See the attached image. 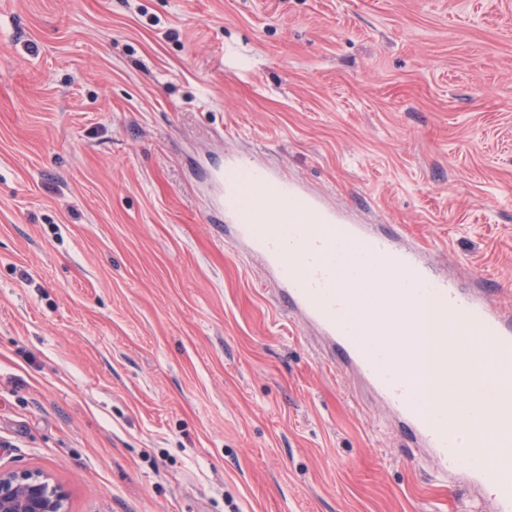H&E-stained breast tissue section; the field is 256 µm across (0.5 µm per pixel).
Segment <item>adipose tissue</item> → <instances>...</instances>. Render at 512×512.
I'll return each instance as SVG.
<instances>
[{"label": "adipose tissue", "instance_id": "1", "mask_svg": "<svg viewBox=\"0 0 512 512\" xmlns=\"http://www.w3.org/2000/svg\"><path fill=\"white\" fill-rule=\"evenodd\" d=\"M418 386L430 394L441 393L447 388L459 390L465 404L478 403L489 410L496 404L498 390L512 389V375L500 376L496 384H488L478 368L477 359L458 337L452 336L448 339L445 362L426 371Z\"/></svg>", "mask_w": 512, "mask_h": 512}]
</instances>
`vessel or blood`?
<instances>
[{"instance_id":"1","label":"vessel or blood","mask_w":512,"mask_h":512,"mask_svg":"<svg viewBox=\"0 0 512 512\" xmlns=\"http://www.w3.org/2000/svg\"><path fill=\"white\" fill-rule=\"evenodd\" d=\"M216 181L211 217L224 236L259 255L287 309L315 325L340 364L354 369L408 431L429 449L441 474L479 479L490 462L506 467L512 447V390L498 411L460 410L426 399L414 376L437 363L446 337L431 315L459 325L495 376L512 372V311L486 289L448 279L421 247L400 246L369 224L337 218L287 177L239 159Z\"/></svg>"}]
</instances>
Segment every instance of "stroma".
I'll return each instance as SVG.
<instances>
[{"label": "stroma", "mask_w": 512, "mask_h": 512, "mask_svg": "<svg viewBox=\"0 0 512 512\" xmlns=\"http://www.w3.org/2000/svg\"><path fill=\"white\" fill-rule=\"evenodd\" d=\"M235 158L512 308V0H0V465L67 512H494L212 222Z\"/></svg>", "instance_id": "1"}]
</instances>
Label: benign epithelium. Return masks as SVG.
I'll return each instance as SVG.
<instances>
[{"label":"benign epithelium","mask_w":512,"mask_h":512,"mask_svg":"<svg viewBox=\"0 0 512 512\" xmlns=\"http://www.w3.org/2000/svg\"><path fill=\"white\" fill-rule=\"evenodd\" d=\"M64 489L39 470L0 467V512H65Z\"/></svg>","instance_id":"benign-epithelium-1"}]
</instances>
